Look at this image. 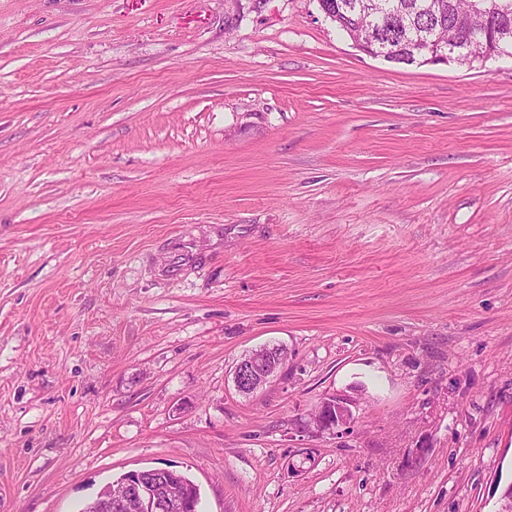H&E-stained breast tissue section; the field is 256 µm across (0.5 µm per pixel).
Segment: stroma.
<instances>
[{
  "mask_svg": "<svg viewBox=\"0 0 512 512\" xmlns=\"http://www.w3.org/2000/svg\"><path fill=\"white\" fill-rule=\"evenodd\" d=\"M156 467L200 512H495L512 56L394 65L317 0H0V512ZM281 347L270 349L261 346L240 358L233 370V383L239 394L250 396L269 382L270 377L285 363L283 357L287 350ZM353 404L351 399L341 395L326 398L319 406L322 414L316 420L317 424L324 429H337L338 433L348 431L355 422Z\"/></svg>",
  "mask_w": 512,
  "mask_h": 512,
  "instance_id": "35a3bbf8",
  "label": "stroma"
}]
</instances>
